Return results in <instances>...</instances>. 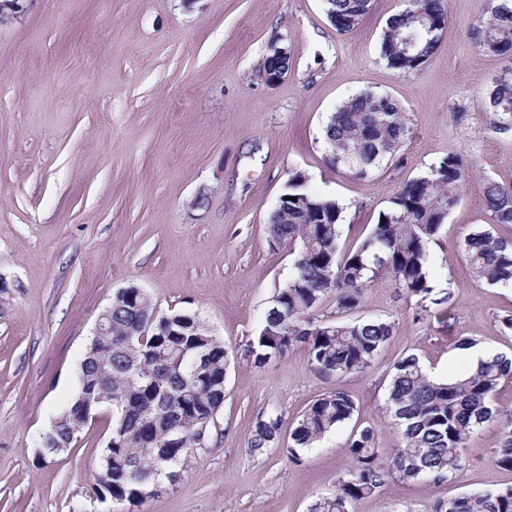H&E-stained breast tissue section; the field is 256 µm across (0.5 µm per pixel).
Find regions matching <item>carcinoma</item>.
I'll list each match as a JSON object with an SVG mask.
<instances>
[{"label": "carcinoma", "instance_id": "cac0c4a2", "mask_svg": "<svg viewBox=\"0 0 512 512\" xmlns=\"http://www.w3.org/2000/svg\"><path fill=\"white\" fill-rule=\"evenodd\" d=\"M325 11L340 34L356 31L371 0H324ZM448 21L447 0H406L390 18L380 38V57L401 74L421 69L435 54ZM481 51L512 59V0H488L478 20ZM268 49L259 76L272 80L290 69L291 53ZM488 121L492 130L512 132V67L495 75L489 91ZM411 133L405 109L391 96L361 91L342 102L324 127L328 164L366 177L387 160L394 161ZM466 177L459 155H448L395 192L377 224L352 249L339 251L344 207L317 195L300 171L288 180L286 193L269 216L275 245L297 249L294 272L278 289L263 326L245 349L255 365L283 357L300 346L324 375L363 370L384 347L393 324L384 319H345L377 278L387 276L419 314L439 306L450 293L434 286L428 244L444 226L459 200ZM485 203L492 223L512 225V184L489 182ZM461 246L475 277L490 285L512 282V237L490 229L464 237ZM333 297L341 321L314 317L324 299ZM106 335L90 339L79 367L78 386H97L112 400L111 444L105 447L97 490L112 500L137 504L146 499L154 472L180 470L191 449L224 404L230 365L228 351L200 316L184 310L157 312L150 295L131 285L116 293L105 319ZM202 353L197 369L192 358ZM512 378V359L496 354L463 378L434 381L414 353L392 366L388 410L403 428L402 445L388 461L379 458L378 434L366 425L348 440L350 465L337 480L336 493L320 499L313 512H351L357 501L376 493L393 477L447 482L464 463V448L483 424L499 421L502 438L495 463L512 469V408L495 405L502 379ZM78 395L37 441L42 458L53 457L78 443L82 420L70 413ZM355 404L336 390L314 400L289 433L288 460L302 462L304 449L350 420ZM282 417L259 418L251 451L262 454L280 434ZM434 512H512V486L460 493L438 501Z\"/></svg>", "mask_w": 512, "mask_h": 512}]
</instances>
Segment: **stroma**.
<instances>
[{
	"label": "stroma",
	"mask_w": 512,
	"mask_h": 512,
	"mask_svg": "<svg viewBox=\"0 0 512 512\" xmlns=\"http://www.w3.org/2000/svg\"><path fill=\"white\" fill-rule=\"evenodd\" d=\"M0 27V512H310L349 466L355 424L371 423L381 458L402 443L386 409L393 363L416 353L444 380L458 343L512 356V286L472 276L463 238L489 227L484 186L512 184V133L486 112L492 78L507 64L478 48L484 0H448L433 57L400 74L379 56L386 21L404 0H371L360 28L341 35L322 0H22ZM292 65L265 84L271 42ZM396 99L411 134L401 164L368 177L326 162L322 131L336 106L363 90ZM458 154L467 177L458 204L428 246L436 288L449 301L416 316V301L387 279L364 292L360 317L394 332L365 370L324 377L304 348L254 366L244 355L278 288L293 271L272 246L268 217L293 172L345 207L340 247L365 236L394 193ZM137 286L157 311L200 313L234 355L224 405L180 478L132 505L95 489L112 421L89 423L68 453L40 459L34 439L78 385L99 315ZM342 389L352 420L289 461L287 432L320 395ZM281 414L264 454L250 441L259 413ZM501 425L479 428L455 477L390 479L354 512H433L461 492L512 486L494 461Z\"/></svg>",
	"instance_id": "1"
}]
</instances>
